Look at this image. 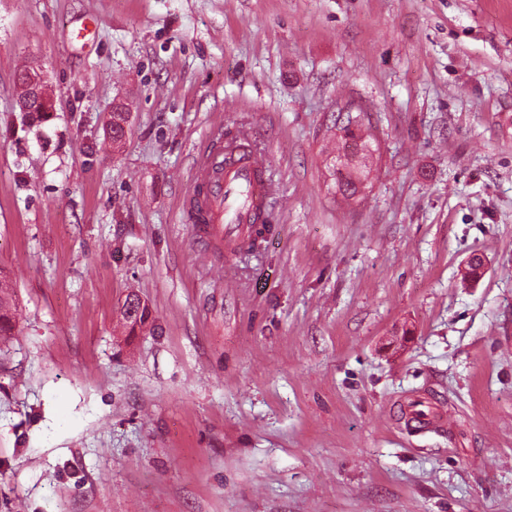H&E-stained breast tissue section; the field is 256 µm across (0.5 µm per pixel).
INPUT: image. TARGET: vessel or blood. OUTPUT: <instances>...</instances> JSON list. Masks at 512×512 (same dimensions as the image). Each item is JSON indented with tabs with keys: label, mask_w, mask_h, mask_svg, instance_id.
I'll use <instances>...</instances> for the list:
<instances>
[{
	"label": "vessel or blood",
	"mask_w": 512,
	"mask_h": 512,
	"mask_svg": "<svg viewBox=\"0 0 512 512\" xmlns=\"http://www.w3.org/2000/svg\"><path fill=\"white\" fill-rule=\"evenodd\" d=\"M268 162L262 155L224 144V127L213 123L210 138L198 155L194 181L183 200L207 254L223 252L241 242L266 205ZM399 417L414 434L445 430V408L419 394L400 404Z\"/></svg>",
	"instance_id": "1"
}]
</instances>
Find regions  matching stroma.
<instances>
[{
	"instance_id": "stroma-1",
	"label": "stroma",
	"mask_w": 512,
	"mask_h": 512,
	"mask_svg": "<svg viewBox=\"0 0 512 512\" xmlns=\"http://www.w3.org/2000/svg\"><path fill=\"white\" fill-rule=\"evenodd\" d=\"M508 115L512 0H0V512H512ZM216 119L264 148L273 232L206 265L182 201ZM422 391L446 431L399 425ZM338 132V133H337ZM373 135L363 124L352 129L349 125L336 126L338 155L329 169L336 187L344 199H355L359 186L367 188L371 172L370 158ZM16 301L13 298L11 285L4 281L3 272H0V337L5 340L14 335L16 329Z\"/></svg>"
}]
</instances>
